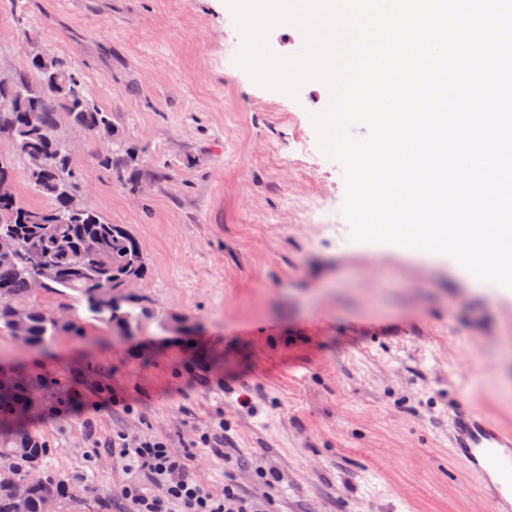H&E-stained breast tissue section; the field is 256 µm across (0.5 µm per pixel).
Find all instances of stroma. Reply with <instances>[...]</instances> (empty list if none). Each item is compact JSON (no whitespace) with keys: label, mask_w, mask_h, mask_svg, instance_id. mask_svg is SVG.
Wrapping results in <instances>:
<instances>
[{"label":"stroma","mask_w":512,"mask_h":512,"mask_svg":"<svg viewBox=\"0 0 512 512\" xmlns=\"http://www.w3.org/2000/svg\"><path fill=\"white\" fill-rule=\"evenodd\" d=\"M242 44L226 0H0V74L38 84L29 60L48 57L111 112L129 166L66 117L57 133L85 206L147 259L128 331L41 289L30 302L58 310L56 335H0V383L28 389L48 449L37 477L84 512H131L128 462L107 447L122 433L164 440L191 478L268 512H494L450 424L465 401L512 429V295L350 242L342 170L310 119L328 87L262 86L235 62ZM102 388L130 410L46 414L60 392ZM219 418L221 457L199 441Z\"/></svg>","instance_id":"35a3bbf8"}]
</instances>
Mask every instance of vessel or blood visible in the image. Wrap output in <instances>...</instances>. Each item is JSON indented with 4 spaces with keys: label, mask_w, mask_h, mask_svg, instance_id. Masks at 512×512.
<instances>
[{
    "label": "vessel or blood",
    "mask_w": 512,
    "mask_h": 512,
    "mask_svg": "<svg viewBox=\"0 0 512 512\" xmlns=\"http://www.w3.org/2000/svg\"><path fill=\"white\" fill-rule=\"evenodd\" d=\"M452 425V446L460 457L485 482H492L494 475L503 476L508 493H512V433L496 427L468 407L455 413Z\"/></svg>",
    "instance_id": "obj_1"
}]
</instances>
